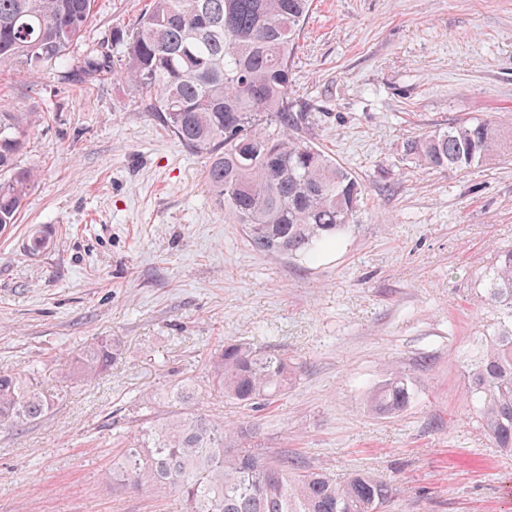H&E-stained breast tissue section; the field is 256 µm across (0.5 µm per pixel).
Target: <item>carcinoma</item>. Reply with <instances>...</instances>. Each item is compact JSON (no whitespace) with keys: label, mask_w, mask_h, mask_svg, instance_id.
Returning <instances> with one entry per match:
<instances>
[{"label":"carcinoma","mask_w":512,"mask_h":512,"mask_svg":"<svg viewBox=\"0 0 512 512\" xmlns=\"http://www.w3.org/2000/svg\"><path fill=\"white\" fill-rule=\"evenodd\" d=\"M96 0H0V69L31 74L57 67L79 82L116 68L145 94L148 112L186 150L205 153L203 178L251 247L312 259L354 221L357 178L313 143L294 136L309 123L288 95L291 57L312 0H153L134 31L112 30L121 64L105 43L71 63L70 49L94 16ZM30 117L0 112V228L16 223L37 174L15 167ZM405 155L436 170H468L512 157V130L493 120L454 122L406 142ZM487 298L496 320L478 352L465 398L494 447L512 453V245L498 250ZM122 355L99 336L76 352L60 384L90 382ZM296 378L288 357L227 341L210 357L208 387L243 407L274 403ZM410 399L397 371L367 399L380 415ZM53 397L37 378L0 370V430L47 415ZM170 410L141 398L146 426L112 463V480L171 493L184 512H382L393 488L368 472L338 483L286 454L241 453L243 430L202 408L199 388L177 384Z\"/></svg>","instance_id":"cac0c4a2"}]
</instances>
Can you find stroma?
Here are the masks:
<instances>
[{"label": "stroma", "instance_id": "obj_1", "mask_svg": "<svg viewBox=\"0 0 512 512\" xmlns=\"http://www.w3.org/2000/svg\"><path fill=\"white\" fill-rule=\"evenodd\" d=\"M150 0H96L83 44L132 30ZM302 135L363 187L356 221L316 260L260 253L184 149L119 78L77 84L0 70V110L33 112L18 167L37 180L0 230V368L34 369L59 402L0 431V512H180L175 497L112 479L138 429L131 401L190 379L224 341L288 355L286 395L253 410L208 397L246 428L238 447L283 451L336 481L369 471L389 512H512V454L464 397L495 315L485 292L512 243V158L467 171L405 157L451 122L512 128V0H314L291 59ZM50 246L32 251L34 238ZM95 336L124 358L59 389L62 364ZM399 370L411 398L367 405Z\"/></svg>", "mask_w": 512, "mask_h": 512}]
</instances>
